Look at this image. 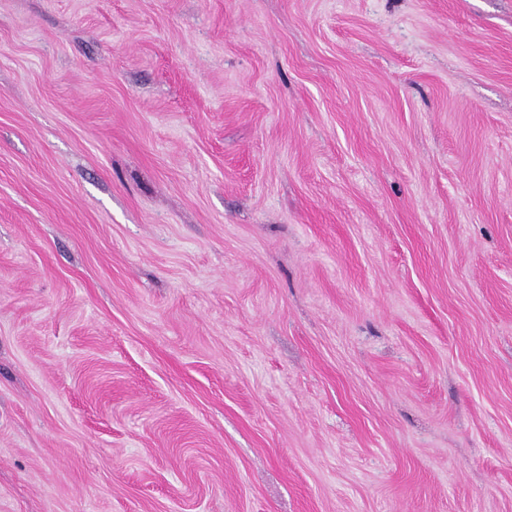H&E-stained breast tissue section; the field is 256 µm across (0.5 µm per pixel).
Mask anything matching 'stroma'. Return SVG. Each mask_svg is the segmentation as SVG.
Masks as SVG:
<instances>
[{"mask_svg":"<svg viewBox=\"0 0 512 512\" xmlns=\"http://www.w3.org/2000/svg\"><path fill=\"white\" fill-rule=\"evenodd\" d=\"M0 512H512V0H0Z\"/></svg>","mask_w":512,"mask_h":512,"instance_id":"1","label":"stroma"}]
</instances>
